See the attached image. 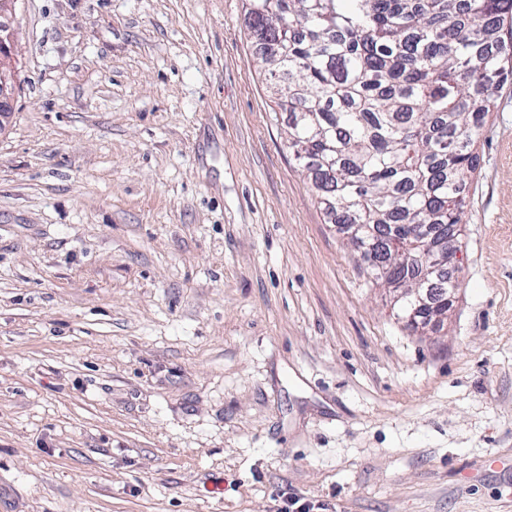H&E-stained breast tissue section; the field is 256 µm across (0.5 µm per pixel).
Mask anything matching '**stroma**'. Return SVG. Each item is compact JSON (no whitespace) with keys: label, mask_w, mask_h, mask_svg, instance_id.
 I'll return each instance as SVG.
<instances>
[{"label":"stroma","mask_w":512,"mask_h":512,"mask_svg":"<svg viewBox=\"0 0 512 512\" xmlns=\"http://www.w3.org/2000/svg\"><path fill=\"white\" fill-rule=\"evenodd\" d=\"M0 512H512V82L447 318L318 204L246 0H18Z\"/></svg>","instance_id":"stroma-1"}]
</instances>
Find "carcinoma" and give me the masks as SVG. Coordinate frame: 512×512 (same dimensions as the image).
<instances>
[{"mask_svg": "<svg viewBox=\"0 0 512 512\" xmlns=\"http://www.w3.org/2000/svg\"><path fill=\"white\" fill-rule=\"evenodd\" d=\"M248 15L288 142L367 274L411 287L403 251L423 225L448 287L473 146L512 80V0H248ZM447 313L440 295L415 320Z\"/></svg>", "mask_w": 512, "mask_h": 512, "instance_id": "obj_1", "label": "carcinoma"}]
</instances>
